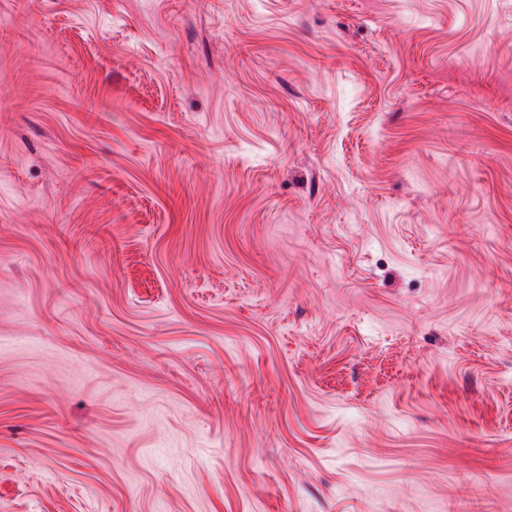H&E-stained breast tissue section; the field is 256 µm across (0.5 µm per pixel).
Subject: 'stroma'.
<instances>
[{"instance_id": "35a3bbf8", "label": "stroma", "mask_w": 512, "mask_h": 512, "mask_svg": "<svg viewBox=\"0 0 512 512\" xmlns=\"http://www.w3.org/2000/svg\"><path fill=\"white\" fill-rule=\"evenodd\" d=\"M0 512H512V0H0Z\"/></svg>"}]
</instances>
